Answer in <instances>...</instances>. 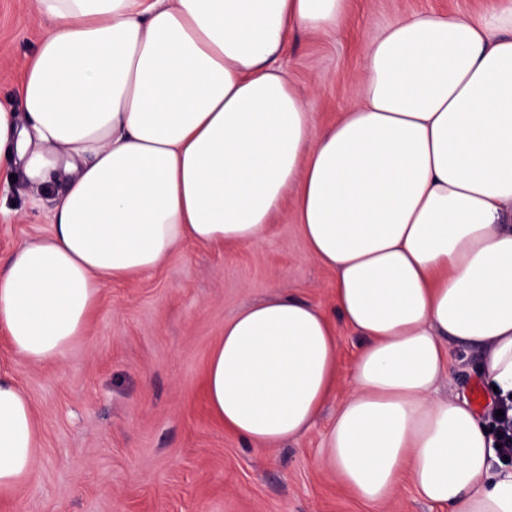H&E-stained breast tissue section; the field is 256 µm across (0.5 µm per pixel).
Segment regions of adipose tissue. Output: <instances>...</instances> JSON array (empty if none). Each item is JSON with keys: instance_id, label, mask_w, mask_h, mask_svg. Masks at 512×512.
Wrapping results in <instances>:
<instances>
[{"instance_id": "obj_1", "label": "adipose tissue", "mask_w": 512, "mask_h": 512, "mask_svg": "<svg viewBox=\"0 0 512 512\" xmlns=\"http://www.w3.org/2000/svg\"><path fill=\"white\" fill-rule=\"evenodd\" d=\"M44 31L0 101V173L63 186L48 235L0 265V327L26 363L60 361L103 287L186 242L254 245L284 200L336 273L361 339L337 398L326 313L293 298L225 322L204 393L265 449L336 416L317 461L355 497L402 480L445 512H512L485 417L442 397L454 349L512 401V0L479 18L416 12L369 44L352 108L318 129L280 61L293 31L335 30L349 0H37ZM30 397L0 373V498L34 477Z\"/></svg>"}]
</instances>
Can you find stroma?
<instances>
[{
  "label": "stroma",
  "instance_id": "stroma-1",
  "mask_svg": "<svg viewBox=\"0 0 512 512\" xmlns=\"http://www.w3.org/2000/svg\"><path fill=\"white\" fill-rule=\"evenodd\" d=\"M499 0H351L332 32L295 31L282 61L309 91L319 128L356 101L377 33L422 10L470 16ZM42 26L36 0H0V99L9 96ZM52 202L21 179L0 188V261L47 234ZM335 274L309 257L288 206L254 245L186 244L143 278L106 285L84 336L65 358L22 362L0 330V371L36 408L42 455L33 480L0 512H443L402 483L379 508L316 467L336 406L303 437L269 449L225 432L209 412L202 378L226 321L279 294L335 313ZM451 388L484 409L475 353L455 352Z\"/></svg>",
  "mask_w": 512,
  "mask_h": 512
}]
</instances>
